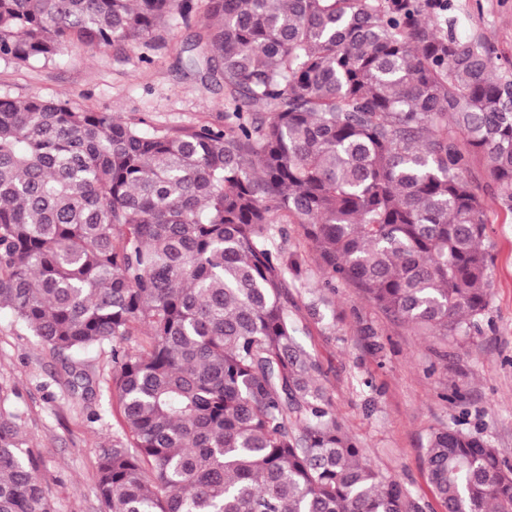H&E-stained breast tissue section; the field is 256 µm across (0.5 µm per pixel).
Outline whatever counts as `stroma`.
I'll use <instances>...</instances> for the list:
<instances>
[{
	"instance_id": "stroma-1",
	"label": "stroma",
	"mask_w": 512,
	"mask_h": 512,
	"mask_svg": "<svg viewBox=\"0 0 512 512\" xmlns=\"http://www.w3.org/2000/svg\"><path fill=\"white\" fill-rule=\"evenodd\" d=\"M450 4L455 31L485 41L497 74L512 80V0ZM195 32L175 13L134 45L93 50L74 41L49 61L0 59V99H66L144 119L158 133L223 123V88L203 82L180 60ZM471 176L489 210L491 295L468 333L443 338L414 331L341 284L318 321L307 312L308 288L290 291L298 340L320 361L338 420L419 512H445L426 465L434 430L481 433L512 466V212L483 160L472 162ZM82 360L93 386L84 400L72 396L61 357L0 310V403L20 415L33 439L55 512H101L100 450L122 437L112 408L110 350L91 349Z\"/></svg>"
}]
</instances>
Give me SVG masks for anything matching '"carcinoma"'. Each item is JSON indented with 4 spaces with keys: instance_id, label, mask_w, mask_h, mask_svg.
I'll use <instances>...</instances> for the list:
<instances>
[{
    "instance_id": "carcinoma-1",
    "label": "carcinoma",
    "mask_w": 512,
    "mask_h": 512,
    "mask_svg": "<svg viewBox=\"0 0 512 512\" xmlns=\"http://www.w3.org/2000/svg\"><path fill=\"white\" fill-rule=\"evenodd\" d=\"M449 0H208L182 52L224 85L222 125L148 133L62 99H0V309L62 357L109 345L125 442L104 512H409L343 429L298 341V224L320 291H362L416 331L470 328L490 296L485 159L512 212V81ZM192 0H0V58L134 44ZM0 410V512H54L32 439ZM445 512H512V466L441 428ZM278 225L279 228L281 227L285 231H283V235L276 231V245L284 246L288 249V252H294L301 257L303 275L308 279L311 289L314 288L321 275L318 255L310 248L298 224Z\"/></svg>"
}]
</instances>
